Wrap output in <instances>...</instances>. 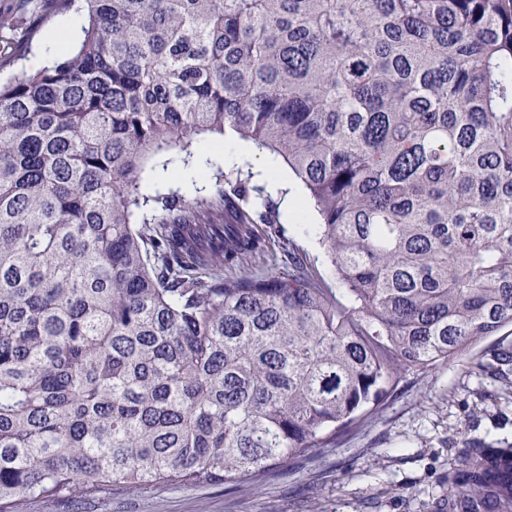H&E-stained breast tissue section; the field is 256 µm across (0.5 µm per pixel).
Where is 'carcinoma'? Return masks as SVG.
I'll return each instance as SVG.
<instances>
[{
    "label": "carcinoma",
    "instance_id": "obj_1",
    "mask_svg": "<svg viewBox=\"0 0 512 512\" xmlns=\"http://www.w3.org/2000/svg\"><path fill=\"white\" fill-rule=\"evenodd\" d=\"M46 2L13 63L86 24L0 81V512L253 480L512 325V0ZM207 133L283 158L342 287L224 273L264 186L144 191ZM448 482L512 512V443Z\"/></svg>",
    "mask_w": 512,
    "mask_h": 512
}]
</instances>
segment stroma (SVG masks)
<instances>
[{
    "mask_svg": "<svg viewBox=\"0 0 512 512\" xmlns=\"http://www.w3.org/2000/svg\"><path fill=\"white\" fill-rule=\"evenodd\" d=\"M267 250L238 265L241 274L286 271L284 240L305 252L328 284L336 278L317 239L298 225H259ZM481 349L405 386L333 448L289 457L254 481L223 486L125 489L98 500L29 504L26 512H442L448 474L475 439L512 441V374L491 375Z\"/></svg>",
    "mask_w": 512,
    "mask_h": 512,
    "instance_id": "obj_1",
    "label": "stroma"
}]
</instances>
